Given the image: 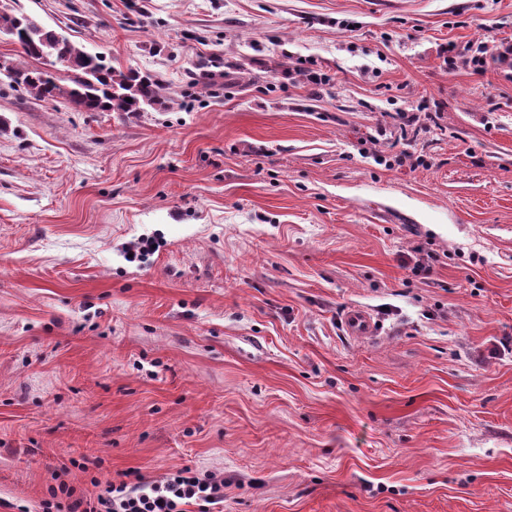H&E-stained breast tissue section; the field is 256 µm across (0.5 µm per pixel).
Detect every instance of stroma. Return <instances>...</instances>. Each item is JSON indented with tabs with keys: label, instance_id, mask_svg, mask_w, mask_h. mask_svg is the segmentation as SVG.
<instances>
[{
	"label": "stroma",
	"instance_id": "stroma-1",
	"mask_svg": "<svg viewBox=\"0 0 512 512\" xmlns=\"http://www.w3.org/2000/svg\"><path fill=\"white\" fill-rule=\"evenodd\" d=\"M13 8L168 106L0 82V512L184 466L224 512H512V71L448 67L512 0ZM344 326L348 336L363 341L376 336V324L364 309L352 307L344 317Z\"/></svg>",
	"mask_w": 512,
	"mask_h": 512
}]
</instances>
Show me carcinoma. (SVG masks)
I'll list each match as a JSON object with an SVG mask.
<instances>
[{
  "instance_id": "carcinoma-1",
  "label": "carcinoma",
  "mask_w": 512,
  "mask_h": 512,
  "mask_svg": "<svg viewBox=\"0 0 512 512\" xmlns=\"http://www.w3.org/2000/svg\"><path fill=\"white\" fill-rule=\"evenodd\" d=\"M0 30L15 36L25 57H54L70 71L67 83L62 84L49 72L23 64L11 65V85L24 88L39 100L62 97L87 112H142L147 106L164 104L162 84L153 75L115 69L103 58L44 29L27 14L0 9Z\"/></svg>"
}]
</instances>
